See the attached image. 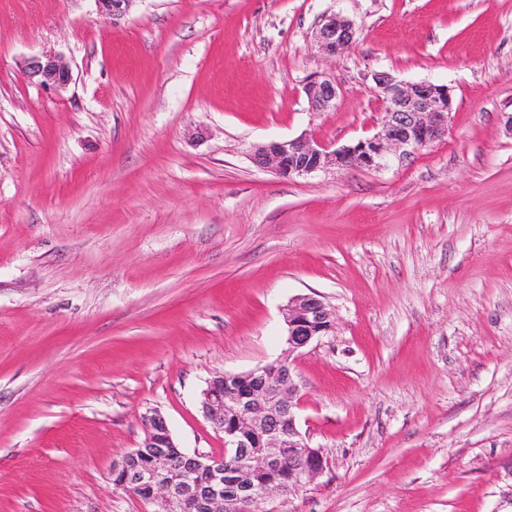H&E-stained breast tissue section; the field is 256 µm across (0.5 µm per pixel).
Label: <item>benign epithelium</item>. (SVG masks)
I'll return each mask as SVG.
<instances>
[{"label":"benign epithelium","instance_id":"7a95c632","mask_svg":"<svg viewBox=\"0 0 512 512\" xmlns=\"http://www.w3.org/2000/svg\"><path fill=\"white\" fill-rule=\"evenodd\" d=\"M100 15L118 24L135 0H98ZM314 40L328 55L340 54L354 43L352 22L337 14L322 18ZM27 76L34 83L61 91L71 81V70L59 56L30 59ZM372 90L381 98L385 115L381 130L352 144L331 148L307 138H294L261 145L252 162L284 177H306L328 169L363 168L381 170L402 163L413 154L444 138L453 110V98L446 85L431 82L406 83L385 71L371 74ZM312 111L332 106L336 86L330 80L312 79L304 87ZM288 354L308 347L335 330L332 310L317 295H299L285 313ZM252 385L259 396L238 390L240 383ZM299 385L290 361L280 359L248 373H224L209 383L201 402L205 419L224 433V454L236 448H254L248 457L252 467H273L288 449L292 472L288 487H301L321 474L327 466L323 453L308 445L297 426ZM144 448H155L148 467L135 473L130 486H147L154 512H247L251 487L241 474L222 471L209 455H185V466L204 472L207 480L171 477L168 449L176 447L165 418L153 411L143 417Z\"/></svg>","mask_w":512,"mask_h":512}]
</instances>
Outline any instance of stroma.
I'll return each mask as SVG.
<instances>
[{
    "mask_svg": "<svg viewBox=\"0 0 512 512\" xmlns=\"http://www.w3.org/2000/svg\"><path fill=\"white\" fill-rule=\"evenodd\" d=\"M336 13L353 48L320 54ZM52 53L72 80L29 81ZM450 88L403 164L254 149L374 134L370 74ZM335 81L311 111L314 77ZM512 0H0V512H147L111 468L159 412L222 455L213 376L287 357L328 468L265 512H512ZM334 333L288 354L284 308ZM100 4V15L105 21L118 24L129 12L135 0H96ZM312 111L322 112L332 106L336 98V86L330 80L312 79L304 87Z\"/></svg>",
    "mask_w": 512,
    "mask_h": 512,
    "instance_id": "35a3bbf8",
    "label": "stroma"
}]
</instances>
